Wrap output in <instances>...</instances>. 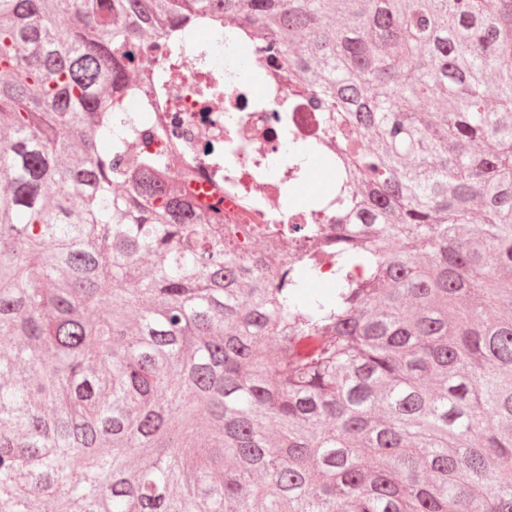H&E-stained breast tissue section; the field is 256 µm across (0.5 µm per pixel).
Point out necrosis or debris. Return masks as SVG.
Masks as SVG:
<instances>
[{"label": "necrosis or debris", "instance_id": "4bbe7bcc", "mask_svg": "<svg viewBox=\"0 0 512 512\" xmlns=\"http://www.w3.org/2000/svg\"><path fill=\"white\" fill-rule=\"evenodd\" d=\"M250 54L230 32L189 40L178 81L138 92L112 123L133 131L132 158L164 155V174L180 176L189 202L199 203V190L209 189L211 201L223 204L225 223L290 224L299 216L288 207L294 189L273 164L288 139L289 84L272 66L258 74L244 70L241 61ZM204 80L220 90L222 109L207 110L199 99Z\"/></svg>", "mask_w": 512, "mask_h": 512}]
</instances>
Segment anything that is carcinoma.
<instances>
[{"instance_id":"1","label":"carcinoma","mask_w":512,"mask_h":512,"mask_svg":"<svg viewBox=\"0 0 512 512\" xmlns=\"http://www.w3.org/2000/svg\"><path fill=\"white\" fill-rule=\"evenodd\" d=\"M201 18L313 106L295 224L124 163ZM0 512H512V0H0ZM328 186V180L321 170L318 159L310 160L307 178L301 183L294 196L296 205L303 206L311 196L326 191Z\"/></svg>"}]
</instances>
